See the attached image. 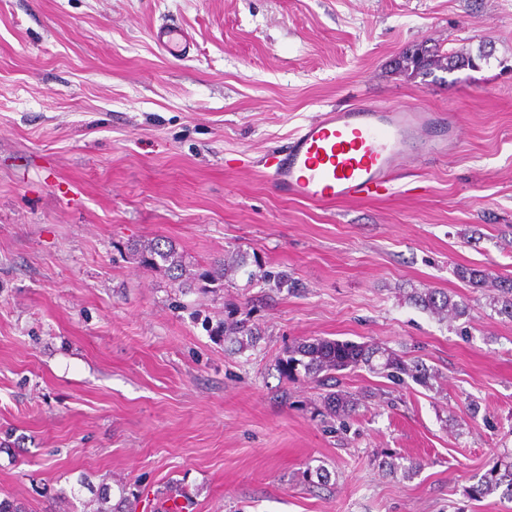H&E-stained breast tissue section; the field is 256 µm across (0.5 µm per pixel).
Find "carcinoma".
Returning <instances> with one entry per match:
<instances>
[{"label":"carcinoma","instance_id":"1","mask_svg":"<svg viewBox=\"0 0 512 512\" xmlns=\"http://www.w3.org/2000/svg\"><path fill=\"white\" fill-rule=\"evenodd\" d=\"M492 50L486 43L478 47V54L469 51L456 50L442 53L434 46L418 45L403 53L397 62V67L409 75L428 76L434 71H448L479 67V62L489 61ZM140 260L153 269H163L172 274L178 281V287H186V282L179 281L176 271L183 270L182 257L178 256L173 247L161 248L158 243L149 244L140 251ZM244 267L239 259L218 261L202 274L209 279H221L228 273ZM458 275L478 288H486L493 292V305L498 312L512 319V279H489L488 275L474 269L461 268ZM413 301L420 308L437 315L445 320L449 317L460 318L467 315L466 304L452 300L451 296L432 289L416 292ZM366 366L393 380H402L407 375L419 382L429 378L428 369L419 361L407 363L402 356L375 344L339 341L327 338H314L304 341L289 350L288 359L282 363L283 371L292 375L298 368H303L305 374L323 384L333 378L339 371ZM324 403L329 414L338 418L346 417L355 411L358 398L350 393L329 391L324 395ZM500 493V497L512 501V457L502 455L497 457L489 469L479 478L476 484L468 489L469 496L474 500L483 499L491 494ZM109 493L97 497L95 503H87V512H126L123 504L108 506Z\"/></svg>","mask_w":512,"mask_h":512}]
</instances>
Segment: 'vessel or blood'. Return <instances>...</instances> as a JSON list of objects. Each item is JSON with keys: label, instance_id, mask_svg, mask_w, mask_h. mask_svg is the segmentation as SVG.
I'll return each mask as SVG.
<instances>
[{"label": "vessel or blood", "instance_id": "obj_1", "mask_svg": "<svg viewBox=\"0 0 512 512\" xmlns=\"http://www.w3.org/2000/svg\"><path fill=\"white\" fill-rule=\"evenodd\" d=\"M447 134L432 142L436 125ZM454 117L404 106H344L321 113L292 134L268 172L278 195L328 203L368 201L388 188L400 164L419 151L451 153Z\"/></svg>", "mask_w": 512, "mask_h": 512}]
</instances>
